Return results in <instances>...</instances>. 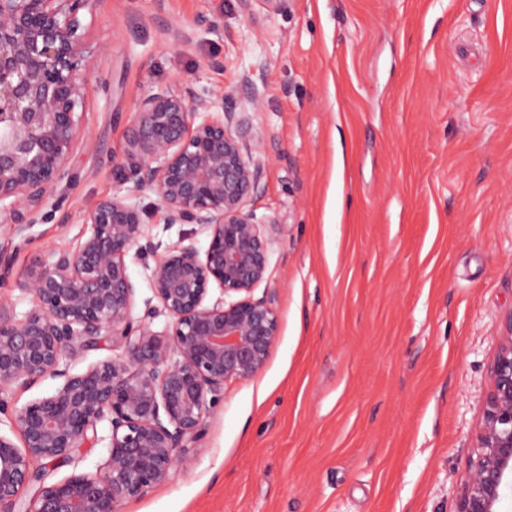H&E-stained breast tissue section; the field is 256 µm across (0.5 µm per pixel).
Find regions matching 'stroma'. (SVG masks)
I'll use <instances>...</instances> for the list:
<instances>
[{
	"label": "stroma",
	"mask_w": 512,
	"mask_h": 512,
	"mask_svg": "<svg viewBox=\"0 0 512 512\" xmlns=\"http://www.w3.org/2000/svg\"><path fill=\"white\" fill-rule=\"evenodd\" d=\"M82 24L106 83L72 185L24 236L0 223V303L27 315L17 280L77 248L105 195L142 211L159 251L205 249L194 225L160 223L122 158L152 85L229 93L267 143L247 208L278 226L256 288L278 343L225 386L194 463L121 512H454L512 312V0H91ZM59 384L0 392V434L21 444L11 410ZM97 432L45 482L99 472L108 421Z\"/></svg>",
	"instance_id": "stroma-1"
}]
</instances>
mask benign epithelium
Instances as JSON below:
<instances>
[{
    "mask_svg": "<svg viewBox=\"0 0 512 512\" xmlns=\"http://www.w3.org/2000/svg\"><path fill=\"white\" fill-rule=\"evenodd\" d=\"M90 0H0V221L21 233L42 219L54 190L75 176L90 80H102L81 29ZM245 121L189 87H152L139 99L124 156L137 188L155 192L165 224H196L204 252L174 245L152 268L160 308L132 315L136 284L125 262L150 254L141 211L123 197L94 202L90 234L18 287L34 307L21 320L0 303V390L51 375L56 391L13 412L24 447L0 435V512H120L122 503L190 464L195 440L224 385L256 375L279 342L273 299L254 297L270 265V231L246 210L263 170L244 151ZM222 296L206 302L209 286ZM164 313L163 331L151 320ZM112 337L121 353L72 375L66 365ZM482 420L455 512H503L512 489V313L490 365ZM110 425L95 475L46 484L39 469L65 462ZM38 482L33 496L20 490Z\"/></svg>",
    "mask_w": 512,
    "mask_h": 512,
    "instance_id": "benign-epithelium-1",
    "label": "benign epithelium"
}]
</instances>
